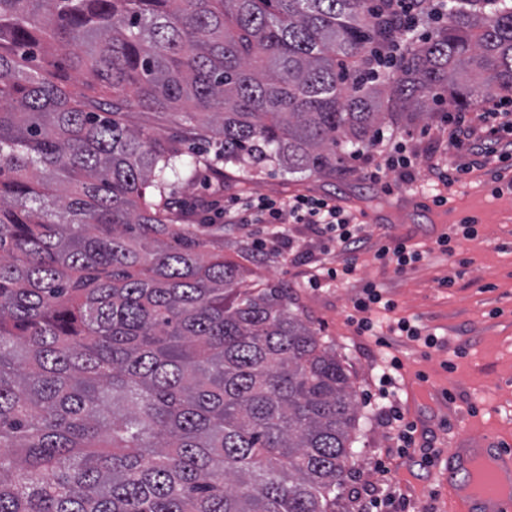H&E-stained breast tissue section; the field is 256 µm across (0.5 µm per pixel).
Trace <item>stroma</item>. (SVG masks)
I'll return each instance as SVG.
<instances>
[{
	"mask_svg": "<svg viewBox=\"0 0 512 512\" xmlns=\"http://www.w3.org/2000/svg\"><path fill=\"white\" fill-rule=\"evenodd\" d=\"M383 134L416 151L415 174L421 180L432 178L431 162L451 165L460 159L438 117L405 130L387 127ZM377 153L368 148L364 157L348 159L334 176L321 179H290L273 163L258 173L229 167L223 183L205 172L194 181L173 183L168 195L184 221L223 225L225 240L248 244L269 241L271 229L225 223L224 208L239 197H332L352 204L354 216H366L365 243L351 256L356 270L347 284L308 287V279L335 266L337 257L303 224L292 227L290 259L272 254L255 272L262 281L293 288L320 336L342 356L359 393L355 465L339 512H358L365 489L388 480L408 512H443L446 490L438 473L450 441L479 438L512 446V155L490 164L473 156L468 172L442 187L448 202L440 207L412 193L394 172H387L384 184L372 183L369 159ZM471 219L476 235L452 240V253L442 252L437 238ZM388 236L421 251L422 261L403 273L382 268L375 252ZM365 280L378 282L394 300L391 320L425 325L441 346L427 348L398 336L380 344L359 335L348 315ZM394 357L401 367L384 381L382 366ZM388 401L400 407L405 422L415 424L412 447H397L392 440L381 413Z\"/></svg>",
	"mask_w": 512,
	"mask_h": 512,
	"instance_id": "1",
	"label": "stroma"
}]
</instances>
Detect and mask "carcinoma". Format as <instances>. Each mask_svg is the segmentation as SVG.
<instances>
[{
  "label": "carcinoma",
  "instance_id": "cac0c4a2",
  "mask_svg": "<svg viewBox=\"0 0 512 512\" xmlns=\"http://www.w3.org/2000/svg\"><path fill=\"white\" fill-rule=\"evenodd\" d=\"M390 0H0V512H336L361 407L284 284L171 180L325 177L443 100L512 98V0L400 39ZM112 93L75 99L67 83ZM206 117L161 139L130 106Z\"/></svg>",
  "mask_w": 512,
  "mask_h": 512
}]
</instances>
